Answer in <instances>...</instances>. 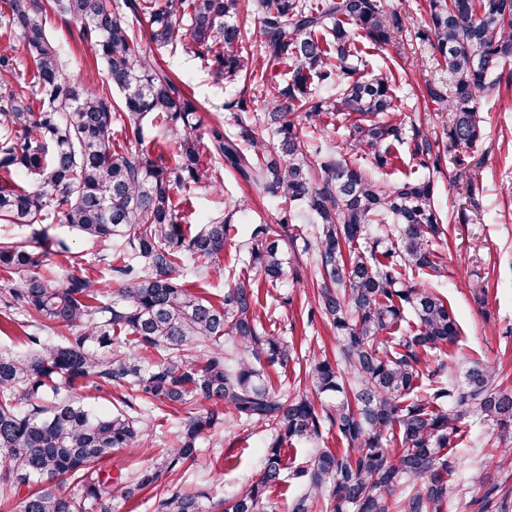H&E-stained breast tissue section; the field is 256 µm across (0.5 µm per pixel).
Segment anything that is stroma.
Instances as JSON below:
<instances>
[{"instance_id":"obj_1","label":"stroma","mask_w":512,"mask_h":512,"mask_svg":"<svg viewBox=\"0 0 512 512\" xmlns=\"http://www.w3.org/2000/svg\"><path fill=\"white\" fill-rule=\"evenodd\" d=\"M376 3L387 15L398 17L401 28L393 44L369 50L365 68L372 71L387 66L399 74L395 93L406 115L421 126L433 146L427 164L406 159L399 169L387 173L386 180L395 183L408 174H427L435 183V201L445 234L435 241L434 248L448 267V278L439 283L438 289L448 297L462 327L460 341L449 349L445 361L452 369L466 357L493 363L500 369L504 387L512 389V199L500 193L502 185H512V88L501 89L482 102L485 135L469 154L480 164L483 192L477 200H470L463 169L456 164V151L449 143L451 115L445 105L431 98L435 91L447 93L449 81L447 70L437 63L427 33L426 0ZM46 23L69 71L89 85H104L102 61L82 52L64 19L50 14ZM165 61L176 81L202 103L198 133L207 136L215 122V108L239 98L242 82L215 80L210 68L186 48L166 56ZM221 179L220 189L199 184L188 191L175 189L174 195L181 201V212L192 230H199L213 218L231 216L237 236L227 244L226 257L235 256L239 243L249 239L255 225H269L271 237L280 239L301 232V225L281 223V203L276 197L260 195L231 171H222ZM462 212L467 213V222H459ZM52 238L64 240L69 253L48 252ZM0 242H23L47 251L43 271L56 280H63L77 268L102 284L113 282L110 247L80 236L61 222L37 230L0 221ZM288 256L291 264L287 278L277 287L267 288L260 298V312L268 317L265 329L288 339L297 353L296 361L271 376L273 391L285 396L301 392L297 374L309 354L323 352L333 357L338 353L335 328L322 318L308 315L316 287L311 255L297 245ZM269 441L260 430L234 422L226 424L218 430L215 441H204L201 454L190 468L167 474L163 482L188 491L206 490L214 501L233 497L259 475ZM335 445V436L329 434L315 444L292 441L283 451L284 480L265 501L268 512H291L294 498L305 490L297 470L306 466L315 447ZM506 448H512V427L504 430L471 422L466 442L457 449L458 474H465L487 454Z\"/></svg>"}]
</instances>
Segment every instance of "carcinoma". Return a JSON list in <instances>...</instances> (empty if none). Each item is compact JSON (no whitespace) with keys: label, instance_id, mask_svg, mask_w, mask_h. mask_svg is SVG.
I'll return each mask as SVG.
<instances>
[{"label":"carcinoma","instance_id":"1","mask_svg":"<svg viewBox=\"0 0 512 512\" xmlns=\"http://www.w3.org/2000/svg\"><path fill=\"white\" fill-rule=\"evenodd\" d=\"M32 64L40 106L23 92L0 101V220L44 224L60 218L99 242L123 240L112 252L116 286L108 290L72 272L56 281L40 272L44 253L0 244V270L18 276L0 289V316L23 314L28 352L0 353V503L15 512H115L197 458L202 440L226 417L270 434L263 470L242 493L217 501L221 512H258L283 482L282 447L336 431L338 448H317L299 470L305 491L291 512H448L464 487L482 491L481 512H512V486L471 468L456 475L454 449L470 420L512 425V391L498 369L473 359L462 376L438 356L458 342L451 306L434 287L447 268L431 248L443 234L434 183L424 176L393 185L339 157V146L308 128L357 115L355 148L380 169L403 161L402 105L390 68L360 74L365 45L391 41L393 27L374 0H0ZM63 16L80 43L107 70V88L92 87L65 66L44 13ZM255 12L264 55L243 50L244 13ZM433 48L448 69L449 132L458 150L484 138L481 95L512 81V0H427ZM146 20L147 26L141 25ZM159 53L190 41L218 78L264 92L266 66L286 69L287 83L265 99L261 124L273 150L247 130L210 129L207 152L264 194L281 200L289 224L315 225L303 240L317 274L315 306L334 328L340 357L312 355L303 392H272L267 368H284L293 348L266 332L259 285L286 274L285 249L258 224L242 244L245 266L259 278L235 277L211 300L182 279L188 264L224 274V249L236 227L216 218L193 232L182 227L172 192L205 180L196 136L198 103L141 41ZM336 93L322 97L319 91ZM118 91L114 100L112 91ZM166 138L145 140L148 116ZM125 133L126 143L112 140ZM411 155L431 152L412 126ZM33 177L31 189L15 175ZM381 237L371 241L369 232ZM413 327L400 332L406 309ZM69 335L52 342L47 330ZM437 358L431 365L429 357ZM120 391L112 410L85 403L78 391ZM179 408L180 433L155 464L105 476L116 448L155 447V412ZM69 484L74 493L63 494ZM208 492L164 490L156 512H203Z\"/></svg>","mask_w":512,"mask_h":512}]
</instances>
